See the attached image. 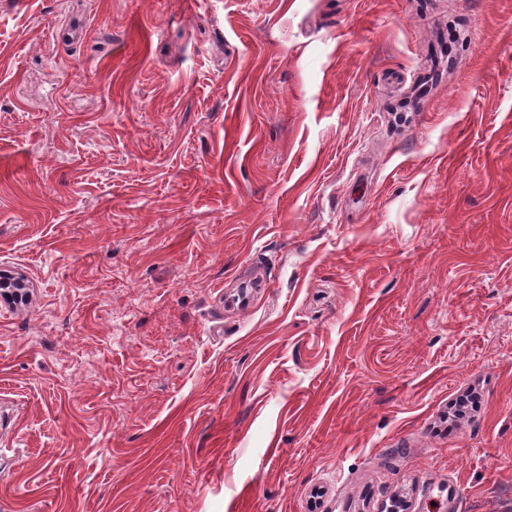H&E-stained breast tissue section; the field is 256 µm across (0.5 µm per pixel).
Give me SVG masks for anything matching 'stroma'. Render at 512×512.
<instances>
[{
  "label": "stroma",
  "instance_id": "obj_1",
  "mask_svg": "<svg viewBox=\"0 0 512 512\" xmlns=\"http://www.w3.org/2000/svg\"><path fill=\"white\" fill-rule=\"evenodd\" d=\"M0 269V512H512V0H0ZM4 271H0V300L1 304H13L21 296V291L28 288L24 277H5Z\"/></svg>",
  "mask_w": 512,
  "mask_h": 512
}]
</instances>
